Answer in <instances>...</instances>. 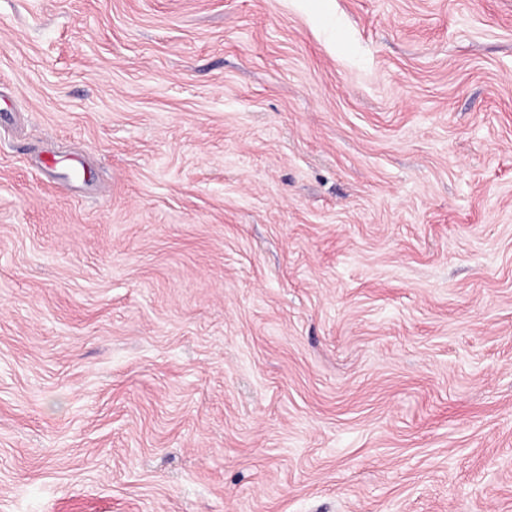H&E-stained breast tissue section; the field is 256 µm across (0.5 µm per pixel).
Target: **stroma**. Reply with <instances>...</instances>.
I'll use <instances>...</instances> for the list:
<instances>
[{
  "label": "stroma",
  "mask_w": 512,
  "mask_h": 512,
  "mask_svg": "<svg viewBox=\"0 0 512 512\" xmlns=\"http://www.w3.org/2000/svg\"><path fill=\"white\" fill-rule=\"evenodd\" d=\"M0 512H512V0H0Z\"/></svg>",
  "instance_id": "obj_1"
}]
</instances>
